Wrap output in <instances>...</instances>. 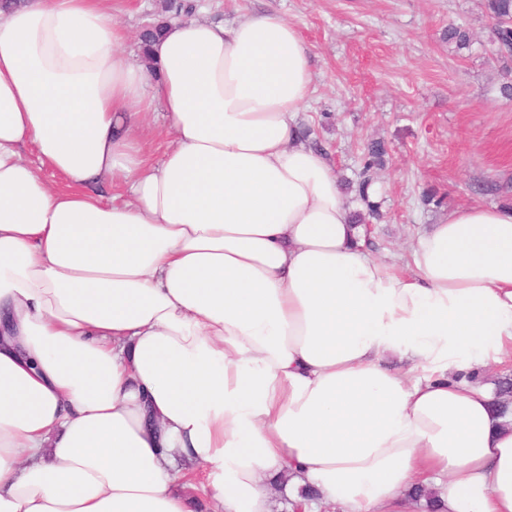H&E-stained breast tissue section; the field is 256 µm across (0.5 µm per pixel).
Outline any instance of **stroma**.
<instances>
[{"label": "stroma", "mask_w": 512, "mask_h": 512, "mask_svg": "<svg viewBox=\"0 0 512 512\" xmlns=\"http://www.w3.org/2000/svg\"><path fill=\"white\" fill-rule=\"evenodd\" d=\"M194 16L225 24L246 15L294 25L314 73L297 123L331 157L355 209L376 207L374 254L406 251L449 211L512 206V83L489 42L486 0H193ZM161 0H112L130 31L127 56L154 22ZM469 30V47L449 27ZM383 142L369 201L355 187L367 146Z\"/></svg>", "instance_id": "35a3bbf8"}]
</instances>
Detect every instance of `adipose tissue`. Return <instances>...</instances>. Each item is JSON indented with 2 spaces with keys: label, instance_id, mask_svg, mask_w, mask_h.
Returning a JSON list of instances; mask_svg holds the SVG:
<instances>
[{
  "label": "adipose tissue",
  "instance_id": "1",
  "mask_svg": "<svg viewBox=\"0 0 512 512\" xmlns=\"http://www.w3.org/2000/svg\"><path fill=\"white\" fill-rule=\"evenodd\" d=\"M128 38L106 0L0 9V512H193L187 463L217 512L278 485L305 512H406L416 486L512 512V415L471 377L512 362V206L374 256L299 138L294 25L174 17L153 72ZM146 136L151 144L153 159H157L162 153L168 136V124L163 113L150 115L148 118V127Z\"/></svg>",
  "mask_w": 512,
  "mask_h": 512
}]
</instances>
